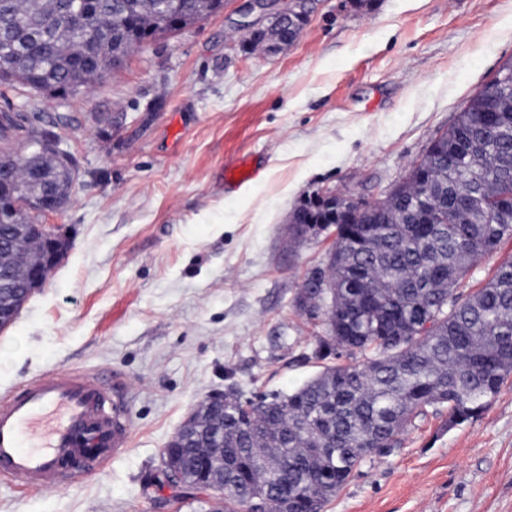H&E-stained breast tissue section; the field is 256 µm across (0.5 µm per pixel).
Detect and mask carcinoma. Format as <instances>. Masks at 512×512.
Instances as JSON below:
<instances>
[{
    "instance_id": "cac0c4a2",
    "label": "carcinoma",
    "mask_w": 512,
    "mask_h": 512,
    "mask_svg": "<svg viewBox=\"0 0 512 512\" xmlns=\"http://www.w3.org/2000/svg\"><path fill=\"white\" fill-rule=\"evenodd\" d=\"M0 0V83L22 74L38 93L61 87L86 96L112 60L124 61L142 42L215 14V0ZM300 19L274 28L266 44H293ZM27 138L43 133L39 112L23 115ZM13 182H31L23 155L0 152ZM73 175L44 164L39 187L67 192ZM302 222L329 220L308 200ZM368 238L340 227L327 287L312 293L311 319L328 335L316 357L366 356L337 363L288 394L239 396L224 403V464L247 458L235 489L213 494V512H244L249 496L288 483L312 512L354 475L361 463L397 447L412 418L448 409V425L482 412L512 376V260L467 297L456 287L477 265L512 241V87L496 97L476 92L455 122L433 140L390 198L365 213ZM37 231L14 239L0 227V279L24 287ZM196 447L212 448L209 419L197 413ZM303 448H334L317 473L305 470Z\"/></svg>"
}]
</instances>
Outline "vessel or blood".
I'll use <instances>...</instances> for the list:
<instances>
[{"label": "vessel or blood", "instance_id": "1", "mask_svg": "<svg viewBox=\"0 0 512 512\" xmlns=\"http://www.w3.org/2000/svg\"><path fill=\"white\" fill-rule=\"evenodd\" d=\"M123 405L100 374L55 370L0 398V476L34 489L102 470L128 439Z\"/></svg>", "mask_w": 512, "mask_h": 512}]
</instances>
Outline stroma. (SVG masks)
<instances>
[{"label":"stroma","instance_id":"stroma-1","mask_svg":"<svg viewBox=\"0 0 512 512\" xmlns=\"http://www.w3.org/2000/svg\"><path fill=\"white\" fill-rule=\"evenodd\" d=\"M308 0L300 37L250 48L246 0L136 49L68 103L0 85V114L42 112L76 160L50 215L62 262L0 330V397L56 369L117 378L130 440L106 468L37 490L0 477V512H210L158 483L161 452L211 393L287 394L325 363L295 305L336 237L297 244L324 190L374 203L512 60V0ZM250 160L254 179L228 187ZM324 512H512V382L477 417H416Z\"/></svg>","mask_w":512,"mask_h":512}]
</instances>
